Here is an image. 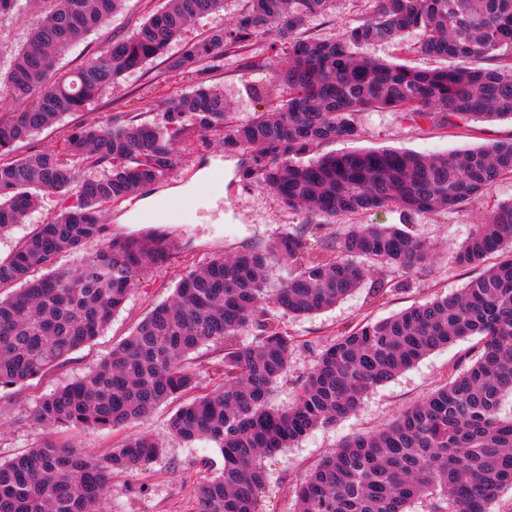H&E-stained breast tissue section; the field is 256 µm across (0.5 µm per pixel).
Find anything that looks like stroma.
Returning a JSON list of instances; mask_svg holds the SVG:
<instances>
[{
  "instance_id": "obj_1",
  "label": "stroma",
  "mask_w": 512,
  "mask_h": 512,
  "mask_svg": "<svg viewBox=\"0 0 512 512\" xmlns=\"http://www.w3.org/2000/svg\"><path fill=\"white\" fill-rule=\"evenodd\" d=\"M165 3L166 0H127L102 29L62 51L60 66L66 71L79 68L86 59L102 52L112 39L135 32ZM376 5L377 0H337L332 12L309 18L307 31L316 37L335 36L342 28L356 25ZM419 39V32L412 31L400 43L378 45L372 53L380 59L418 69L443 67V60L415 52ZM250 54L258 61V68L243 71L239 59L228 56L218 66L196 76L204 84L221 86L230 108L242 119L263 109L278 93L273 70L265 64L266 58L276 54L270 41L254 44ZM185 86V81L171 77L163 60H155L141 71L120 78L89 110L67 116L60 125L20 144L15 155L20 158L41 150H61L68 131L83 123L102 124L117 115L158 120L159 102ZM358 122L362 128L359 138L333 141L328 144V151L397 149L450 155L495 141L512 140V121L508 119H478L456 127L419 128L400 112L375 109L361 113ZM240 166V155L225 152L218 137L192 136L179 143L176 164L163 179L136 198L107 205L105 220L111 234L166 231L179 241V256L169 266L143 272L125 307L103 334L74 352L63 366L25 385L0 390V458H10L41 444L46 431L33 420V409L40 397L86 375L153 307L170 301L185 267H201L215 257L231 256L246 243L270 246L289 227L309 224L315 226L317 234H327V227L320 225L318 217L281 204L263 184L243 180ZM188 187L196 196L195 203L182 205L168 214L160 208L144 211L149 197ZM510 200L512 178H503L469 205L445 213L392 208L358 216L361 224H394L425 238L435 248L433 263L422 275H408L396 268L372 270L366 287L335 306L309 317L282 316L283 325L296 340V348L288 374L272 397L273 406L281 408L293 402L321 347L336 336L363 322L460 291L477 271L454 262L455 253L475 225L487 222L500 204ZM381 279L398 283L399 288L382 300L371 301L367 287ZM477 347L478 340L472 337L431 353L372 390L348 418L314 430L292 447L265 458L267 480L260 502L263 512H288L291 489L325 455L345 439L378 429L400 411L420 402L447 380L453 368L467 363ZM176 407V402H169L144 422L109 431L65 432V439L76 447L97 453L119 447L129 436L141 433L154 435L164 444L163 454L154 462L141 470L113 477L112 490L104 504L106 512H193L195 487L220 471L223 458L214 443L199 440L188 447L171 437L167 421Z\"/></svg>"
}]
</instances>
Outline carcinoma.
Returning <instances> with one entry per match:
<instances>
[{"instance_id": "obj_1", "label": "carcinoma", "mask_w": 512, "mask_h": 512, "mask_svg": "<svg viewBox=\"0 0 512 512\" xmlns=\"http://www.w3.org/2000/svg\"><path fill=\"white\" fill-rule=\"evenodd\" d=\"M31 0H0V18L24 14ZM26 43L0 68V94L19 107L0 119V156L79 112L106 88L150 61L189 77L242 54L253 41L285 40L272 60L281 95L239 121L223 88L196 84L161 101L159 122L81 126L64 148L0 161V235L23 223L45 195L70 197L63 209L0 259V389L26 384L93 342L123 308L142 272L179 251L167 233L113 236L103 207L125 201L169 173L177 144L190 133L220 135L243 156L242 177L266 186L282 204L325 219L398 208L448 211L512 175V141L452 156L398 150L318 154L361 135L358 115L404 113L415 125L457 126L479 118L512 120V0H378V7L335 37L305 34L307 18L335 0H243L229 27L183 43L197 17L224 0H168L128 37L74 71L58 52L100 29L125 0H41ZM420 32L419 51L479 62L477 67L412 69L368 50ZM99 244L92 254L88 245ZM68 253L75 267L57 264ZM434 249L393 224H338L312 244L302 224L275 244L242 246L229 257L187 270L174 298L155 306L89 374L43 396L36 423L48 430H110L148 418L192 392L189 355L224 348L223 379L180 406L169 433L193 444L215 442L224 464L194 490L195 512H261L264 457L320 427L349 417L364 396L430 353L479 337L471 363L385 427L345 440L294 489L293 512H496L512 489V202L476 225L454 260L498 259L446 297L365 322L323 346L285 409L270 398L288 373L294 337L278 314H317L364 284L376 265L408 274L426 270ZM293 268L271 286L273 261ZM253 331L251 340L243 335ZM148 435L97 454L53 436L0 460V512H92L108 498L115 473H131L162 455Z\"/></svg>"}]
</instances>
